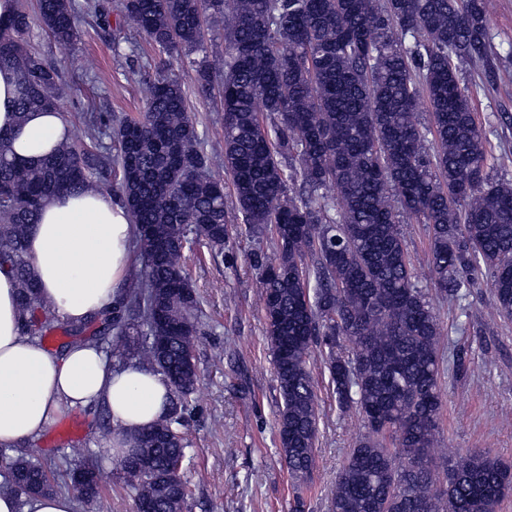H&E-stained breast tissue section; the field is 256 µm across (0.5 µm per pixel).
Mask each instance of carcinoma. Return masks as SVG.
I'll list each match as a JSON object with an SVG mask.
<instances>
[{
  "label": "carcinoma",
  "instance_id": "cac0c4a2",
  "mask_svg": "<svg viewBox=\"0 0 512 512\" xmlns=\"http://www.w3.org/2000/svg\"><path fill=\"white\" fill-rule=\"evenodd\" d=\"M492 0H122V16L159 50L190 66L199 92L224 71V168L234 194L207 179L182 79L146 82L143 113L112 125L117 153L100 150L93 120L83 149L60 142L35 164L19 162L0 135V268L14 275L22 330L74 343L109 337L112 356L149 365L171 389L168 438L139 454L152 474L129 484L151 512H184L182 428L199 378L196 291L183 267V238L222 252L230 214L273 227L276 253L253 255L279 393L280 455L296 481L295 512L316 460L318 399L311 348L340 408L368 434L336 480L331 512H496L512 493V467L485 451L433 469L438 454L443 329L408 258L401 224H426L429 269L452 301L483 265L497 315L512 317V182L492 181L487 138L458 63L493 55ZM37 19L59 42L79 37L72 0H37ZM224 38L204 55L201 19ZM22 4L0 25V69L19 82L17 112L57 110L67 89L35 51ZM203 53L196 58L194 54ZM427 100L431 124L415 119ZM118 176L116 196L136 227L144 281L85 323H61L36 291L29 234L42 204ZM141 337L131 344L129 337ZM353 344L350 355L341 341ZM39 460L7 459L0 488L17 481L51 493Z\"/></svg>",
  "mask_w": 512,
  "mask_h": 512
}]
</instances>
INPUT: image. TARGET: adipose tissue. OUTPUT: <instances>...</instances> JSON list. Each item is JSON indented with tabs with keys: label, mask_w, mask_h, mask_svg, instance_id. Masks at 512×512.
<instances>
[{
	"label": "adipose tissue",
	"mask_w": 512,
	"mask_h": 512,
	"mask_svg": "<svg viewBox=\"0 0 512 512\" xmlns=\"http://www.w3.org/2000/svg\"><path fill=\"white\" fill-rule=\"evenodd\" d=\"M18 79L0 70V133L28 163L52 151L69 127L60 112L18 118ZM135 226L129 210L96 188L61 194L43 205L29 237L31 269L39 294L59 315L80 322L118 303L133 259ZM167 382L139 366L113 369L92 344L60 354L24 335L15 280L0 269V447L15 448L44 432L66 410L103 405L119 432L110 448L130 447V436L164 415Z\"/></svg>",
	"instance_id": "adipose-tissue-1"
}]
</instances>
